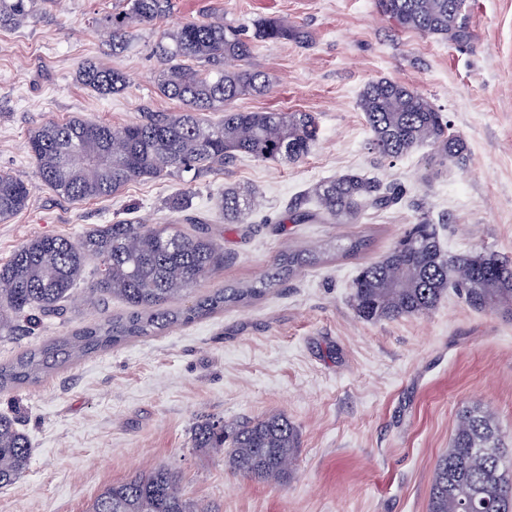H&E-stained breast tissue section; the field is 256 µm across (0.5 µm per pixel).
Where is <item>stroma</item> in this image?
Instances as JSON below:
<instances>
[{
    "instance_id": "1",
    "label": "stroma",
    "mask_w": 512,
    "mask_h": 512,
    "mask_svg": "<svg viewBox=\"0 0 512 512\" xmlns=\"http://www.w3.org/2000/svg\"><path fill=\"white\" fill-rule=\"evenodd\" d=\"M121 6L62 0L49 14L0 27V171L32 187L27 208L0 223V264L37 236L76 239L124 220L188 231L196 219L213 226L224 264L169 302L176 311L226 285L258 281L287 249L350 236L368 246L355 257L329 253L247 304L0 390V413L18 419L32 446L28 471L0 489V512H86L106 486L168 465L178 467L188 497L216 512H427L435 463L463 409L489 407L512 437V319L475 311L451 290L428 316L366 322L353 309L352 282L422 209L449 253L512 257V0H465L459 43L398 29L377 0H171L161 25L139 27L116 53L91 22ZM260 17L301 25L311 40L257 42L251 65L270 89L230 108L311 113L319 140L307 158L240 156L191 183L138 179L79 204L39 180L26 149L33 128L75 117L119 127L174 109L156 90L161 64L152 46L162 30L204 18L247 26ZM92 60L124 72L128 87L104 97L78 84V68ZM382 78L434 104L469 147L465 167L448 166L427 183L431 146L394 161L369 150L358 100ZM350 172L401 184L406 195L355 224L289 222L294 207L311 208L310 186ZM227 185L259 194L251 223H222L212 197ZM176 201L185 212L172 210ZM85 290L77 286L66 319L25 336L0 334V364L127 314L115 298L86 304ZM271 413L286 415L299 434L295 469L282 484L235 475L220 452L193 445L202 417L233 427Z\"/></svg>"
}]
</instances>
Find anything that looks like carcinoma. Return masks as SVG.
Segmentation results:
<instances>
[{"instance_id": "1", "label": "carcinoma", "mask_w": 512, "mask_h": 512, "mask_svg": "<svg viewBox=\"0 0 512 512\" xmlns=\"http://www.w3.org/2000/svg\"><path fill=\"white\" fill-rule=\"evenodd\" d=\"M57 0H0V25H15ZM380 13L402 30L465 38L457 0H378ZM169 0H124L123 8L97 27L105 30L112 51L126 47L131 29L155 25ZM304 28L276 18H258L247 35L217 19L193 20L165 30L152 46L162 70L160 95L179 103L173 112H149L143 119L114 127L73 118L47 122L32 130L27 150L41 180L57 196L80 203L119 192L138 178H184L224 168L238 155L262 161L298 162L316 146L319 130L309 112H234L230 103L244 94L269 90L266 76L249 66L253 43L304 42ZM77 80L102 95L122 91L127 77L94 61L84 63ZM371 132V146L385 159H399L428 144L435 165L466 166L469 148L428 98L389 79L369 83L359 97ZM203 112H222L218 124ZM401 190L357 173L314 184V209L296 210L298 224H355L367 211L396 205ZM29 185L0 172V223L25 209ZM226 224H249L260 202L252 189L227 185L213 197ZM324 248L282 252L254 284L224 287L184 311L163 309L224 264V252L209 224L187 234L173 224L118 222L100 225L79 239L45 235L28 240L0 265V332H31L43 320L65 312L72 290L85 278L86 265L98 261L88 287L96 305L117 297L130 311L103 324L88 325L8 366H0V390L38 380L75 358L94 354L172 324H186L224 307L266 294L307 266L317 264ZM472 309L496 310L512 317V258L487 253L449 255L441 247L426 212L379 260L364 264L353 280L352 306L366 322L429 315L448 288ZM194 447L224 453V466L236 474L279 484L295 464L298 434L280 413L243 422L232 429L208 417L198 423ZM31 450L15 418L0 415V487L27 471ZM87 512H210L186 497L178 471L170 466L137 473L106 487ZM428 512H512V445L496 417L475 405L462 411L434 467Z\"/></svg>"}]
</instances>
